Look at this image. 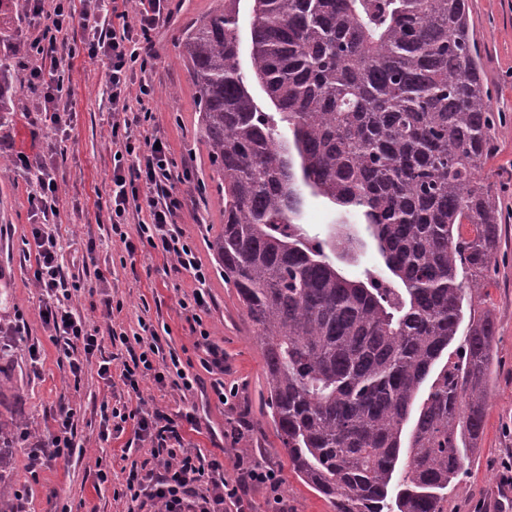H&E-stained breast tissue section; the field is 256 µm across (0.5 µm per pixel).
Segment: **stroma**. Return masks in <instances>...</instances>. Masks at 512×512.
<instances>
[{
  "mask_svg": "<svg viewBox=\"0 0 512 512\" xmlns=\"http://www.w3.org/2000/svg\"><path fill=\"white\" fill-rule=\"evenodd\" d=\"M219 6V0H171V15L154 34V57L145 72L157 89L145 103L152 113L145 133L167 144L174 170L183 177L176 185L183 200L178 223L209 272V306L201 317L224 351V387L230 392L224 404L211 389L213 374L200 364L195 324L179 307L181 299L191 296L195 281L176 272L149 245L137 244L134 253H127L111 232L112 114L103 96L107 60L89 58L79 48L81 28L70 30L68 38L78 50L58 67L73 108L63 135L36 127L33 104L38 94L30 89L26 64L15 65L10 92L16 107L0 116V266L8 278L7 286L0 288V422L13 428L6 476L23 494L14 503L15 512H128L130 502L121 491L129 472H145L157 462L151 443L136 440L134 421H127L123 431L106 432L102 406L122 407L128 395L123 386H109L98 369L106 359L111 375L119 376L128 354L124 347L112 345L109 331L136 332L142 319L161 332L164 349L174 350L200 379L189 391L161 388L150 378L141 387L149 405L170 413L193 411L196 425L181 427L184 447L206 456L223 453L224 477L230 481L239 475L236 450L244 441L252 446L254 459L278 470L280 505H273L266 489L255 488L248 493L251 512L276 507L282 512H334L288 464L268 409L257 329L235 288L225 282L211 249L224 229V198L199 132L198 93L182 42L190 26ZM469 16L482 79L500 117L483 175L499 200L503 224L496 274L474 303L475 316L490 315L497 328L484 433L471 453L467 475L449 487L443 510L512 512V484L501 472L502 462L512 458V0H469ZM41 29L30 14L6 12L0 16V54L32 42ZM21 157L26 160L22 166L17 163ZM40 166L52 168L60 184L54 218L60 262L78 286L70 304L97 328L101 340L100 351L89 356L77 377L42 326L44 296L33 281L35 261L27 256L37 222L29 202L35 190L32 171ZM89 246L96 262L85 267L79 254ZM105 293L122 305L110 320L101 311ZM19 319L26 328L17 333L13 326ZM62 404L75 411L76 446L68 457L30 478L27 451L56 435L53 417ZM99 467L108 471L107 482H97L94 471Z\"/></svg>",
  "mask_w": 512,
  "mask_h": 512,
  "instance_id": "obj_1",
  "label": "stroma"
}]
</instances>
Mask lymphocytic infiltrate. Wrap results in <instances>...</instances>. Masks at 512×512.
Listing matches in <instances>:
<instances>
[{
  "label": "lymphocytic infiltrate",
  "instance_id": "lymphocytic-infiltrate-1",
  "mask_svg": "<svg viewBox=\"0 0 512 512\" xmlns=\"http://www.w3.org/2000/svg\"><path fill=\"white\" fill-rule=\"evenodd\" d=\"M27 11L45 18L39 40L30 46L34 58L29 68V81L39 87L36 112L49 121L57 131L68 125L71 107L64 100L61 81L52 80L60 58L72 55L73 49L65 37L66 30L81 27L87 35L85 50L89 57H104L108 61L105 86L107 105L112 114L109 138L115 156L112 168V210L110 216L113 234L123 241L127 251H134L122 227L129 211L144 212L137 228L138 240L146 242L170 261L174 268L192 277L197 287L191 298L180 300L184 313L194 315L204 311L210 300L207 288L208 273L198 259L195 249L178 227L183 202L171 189L175 177L174 165L167 145L156 144L151 137L136 136L135 131L149 122L152 114L145 108L146 99L155 89L147 80L135 77L136 70L146 69L153 56V32L168 16V0H139L136 22L114 23L106 0H83L82 10H74L69 0H26ZM58 184L47 171H39L31 203L41 216L34 225L35 245L33 277L37 288L46 295L40 311L44 329L60 343L69 359L72 373L83 368L76 350L93 354L99 343L90 323L74 313L68 302L72 296V282L62 273L58 262V241L52 229ZM113 340L122 345L137 344L139 353L131 355L119 378L127 392L136 394L133 408L120 412V421L136 420L135 435L139 440H150L152 455L159 471L130 475L126 496L131 501L151 502L156 512H249L247 494L250 489L264 488L278 492L280 479L277 471L266 464L250 459L240 467L237 480L224 478L223 464L218 457H205L182 448L181 423H194L192 413L181 412L170 416L158 407L148 406L140 397V383L152 376L157 384L166 383L192 390L198 384L197 376L185 371L179 356H165L161 339L150 324H142L140 333L127 335L113 333ZM59 433L44 448L28 451V469L37 472L52 461L70 454L73 446V411L61 409Z\"/></svg>",
  "mask_w": 512,
  "mask_h": 512
}]
</instances>
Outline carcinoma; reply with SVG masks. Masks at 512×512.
<instances>
[{
    "label": "carcinoma",
    "instance_id": "1",
    "mask_svg": "<svg viewBox=\"0 0 512 512\" xmlns=\"http://www.w3.org/2000/svg\"><path fill=\"white\" fill-rule=\"evenodd\" d=\"M242 24L222 0L183 48L224 196L212 250L258 327L277 436L335 512H442L484 432L496 328L465 299L501 236L467 0H251L246 66ZM309 196L366 224L383 266L344 275L356 238L307 235Z\"/></svg>",
    "mask_w": 512,
    "mask_h": 512
}]
</instances>
